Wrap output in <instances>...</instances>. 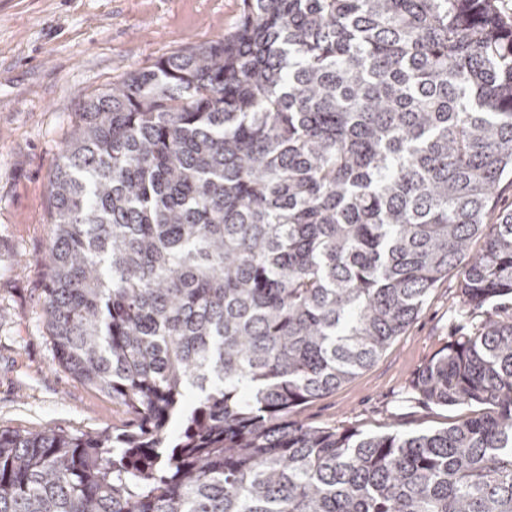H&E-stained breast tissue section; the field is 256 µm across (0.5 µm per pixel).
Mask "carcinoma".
I'll return each mask as SVG.
<instances>
[{"label": "carcinoma", "mask_w": 512, "mask_h": 512, "mask_svg": "<svg viewBox=\"0 0 512 512\" xmlns=\"http://www.w3.org/2000/svg\"><path fill=\"white\" fill-rule=\"evenodd\" d=\"M509 174L495 0H243L232 32L112 82L50 178L46 312L59 363L136 424L1 431L0 512H512V319L415 383L478 415L298 419L448 270L474 310L512 297Z\"/></svg>", "instance_id": "obj_1"}]
</instances>
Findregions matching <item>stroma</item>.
I'll list each match as a JSON object with an SVG mask.
<instances>
[{"label": "stroma", "mask_w": 512, "mask_h": 512, "mask_svg": "<svg viewBox=\"0 0 512 512\" xmlns=\"http://www.w3.org/2000/svg\"><path fill=\"white\" fill-rule=\"evenodd\" d=\"M242 0H0V431L92 434L131 424L111 396L59 365L48 330L49 176L83 102L113 81L234 30ZM450 271L367 369L304 405V423L365 436L426 432L469 409L407 404L419 372L512 298L460 304Z\"/></svg>", "instance_id": "35a3bbf8"}]
</instances>
